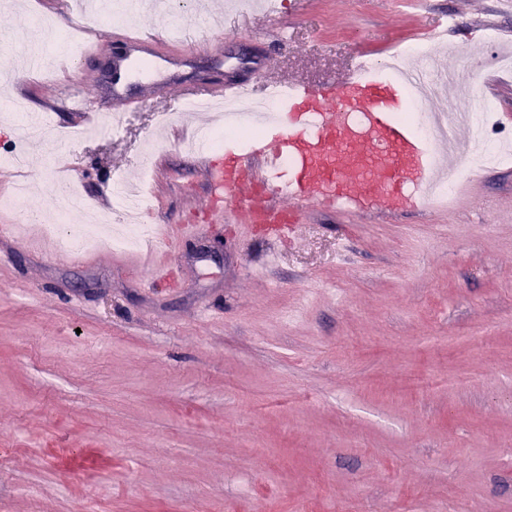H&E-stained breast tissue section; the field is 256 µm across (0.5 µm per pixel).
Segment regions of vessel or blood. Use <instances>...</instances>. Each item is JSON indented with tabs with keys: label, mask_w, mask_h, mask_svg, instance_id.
I'll return each instance as SVG.
<instances>
[{
	"label": "vessel or blood",
	"mask_w": 512,
	"mask_h": 512,
	"mask_svg": "<svg viewBox=\"0 0 512 512\" xmlns=\"http://www.w3.org/2000/svg\"><path fill=\"white\" fill-rule=\"evenodd\" d=\"M113 34L134 48L175 42L188 51L198 48L190 31L175 34L166 26L133 36L119 24ZM426 78L423 69L400 78L366 74L357 67L338 85L286 84L283 106L267 126L268 137L253 141L243 152L228 147L201 156L212 195L244 218L259 215L273 224L287 223L292 207L303 202L329 208L373 206L388 215L426 209L429 189L446 168L436 161L432 143L397 118L414 103L410 89ZM253 95L248 82L195 93L207 102H234ZM347 151L368 160L370 172L380 177V189L337 166V157ZM284 165L290 174L283 181L276 171ZM408 182L413 185L409 193L403 190Z\"/></svg>",
	"instance_id": "obj_1"
}]
</instances>
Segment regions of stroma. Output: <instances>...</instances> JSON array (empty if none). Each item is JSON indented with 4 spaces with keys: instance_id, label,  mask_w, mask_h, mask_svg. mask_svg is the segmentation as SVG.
Listing matches in <instances>:
<instances>
[{
    "instance_id": "stroma-1",
    "label": "stroma",
    "mask_w": 512,
    "mask_h": 512,
    "mask_svg": "<svg viewBox=\"0 0 512 512\" xmlns=\"http://www.w3.org/2000/svg\"><path fill=\"white\" fill-rule=\"evenodd\" d=\"M58 2L0 0L20 71L0 88V512H512V173L468 172L417 214L304 205L282 238L213 203L194 114L168 106L202 64L258 89L338 84L447 14L456 37L426 62L459 76L450 111L489 100L512 131V12L488 30L472 21L498 0H172L138 28L183 25L202 48L135 51L118 108L99 82L111 21L97 53L49 44L28 68L14 35L36 18L65 34ZM63 177L77 231L111 215L115 179L145 184L164 273L64 250L46 230Z\"/></svg>"
}]
</instances>
